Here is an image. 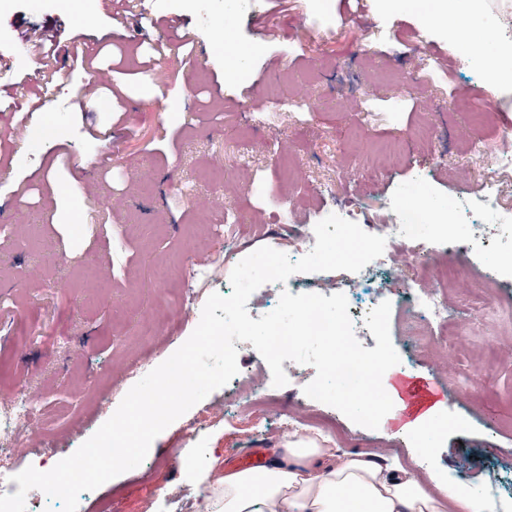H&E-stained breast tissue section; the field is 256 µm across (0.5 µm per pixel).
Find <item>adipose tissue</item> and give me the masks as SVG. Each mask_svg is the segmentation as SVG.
I'll return each mask as SVG.
<instances>
[{"label": "adipose tissue", "mask_w": 512, "mask_h": 512, "mask_svg": "<svg viewBox=\"0 0 512 512\" xmlns=\"http://www.w3.org/2000/svg\"><path fill=\"white\" fill-rule=\"evenodd\" d=\"M208 512H485L481 497L448 480L428 492L397 459L336 453L303 438L272 449L264 466L225 472Z\"/></svg>", "instance_id": "obj_1"}]
</instances>
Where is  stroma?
Here are the masks:
<instances>
[{"mask_svg": "<svg viewBox=\"0 0 512 512\" xmlns=\"http://www.w3.org/2000/svg\"><path fill=\"white\" fill-rule=\"evenodd\" d=\"M336 23L321 25L315 0H123L141 28L114 18L113 0H0V128L25 123L29 136L0 148V406L24 386L43 416L47 444L80 447L138 381L191 335L211 293L256 249H295L287 205L301 223L336 210L376 209L412 177L437 197L477 193L474 140L496 148L512 133V73L482 77L465 63L458 0L438 23L409 10L362 12L334 0ZM179 27H166L170 16ZM269 16L275 29L259 27ZM256 47L247 80L225 81L214 32ZM166 94L149 92L155 70ZM108 81L85 108L75 103L94 73ZM477 97L479 122L457 104ZM397 139L401 162L381 153ZM239 219L237 239L202 234ZM204 255L215 278H190ZM467 273L448 287V306L481 301L489 270L474 253L449 256ZM166 280H158V270ZM480 331L449 354L459 371H479L477 389L458 392L433 367L430 336L406 341L393 373L443 389L424 444L403 430L400 406L372 430L308 400L301 386L277 391L275 412L328 416L327 447L391 449L423 459L421 479L455 475L481 492L494 474L512 491V292ZM212 391L152 442L142 463L94 489L82 512H196L195 502L242 450L269 451L289 432L258 433L256 414L215 417ZM202 427L216 469L182 470L171 456ZM174 496L163 503L161 491Z\"/></svg>", "mask_w": 512, "mask_h": 512, "instance_id": "1", "label": "stroma"}]
</instances>
